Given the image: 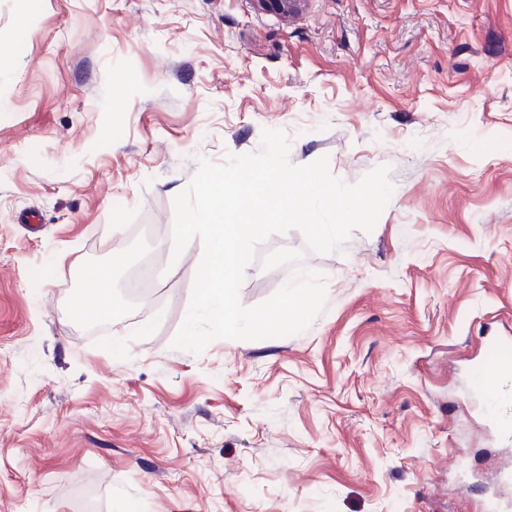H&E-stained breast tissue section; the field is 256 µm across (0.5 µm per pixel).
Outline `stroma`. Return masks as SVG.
Segmentation results:
<instances>
[{
  "label": "stroma",
  "mask_w": 512,
  "mask_h": 512,
  "mask_svg": "<svg viewBox=\"0 0 512 512\" xmlns=\"http://www.w3.org/2000/svg\"><path fill=\"white\" fill-rule=\"evenodd\" d=\"M0 49V512H512L471 383L512 337V0H0ZM266 129L391 199L342 250L259 247L241 303L319 271L308 329L173 349V200ZM90 266L112 321L74 310Z\"/></svg>",
  "instance_id": "1"
}]
</instances>
